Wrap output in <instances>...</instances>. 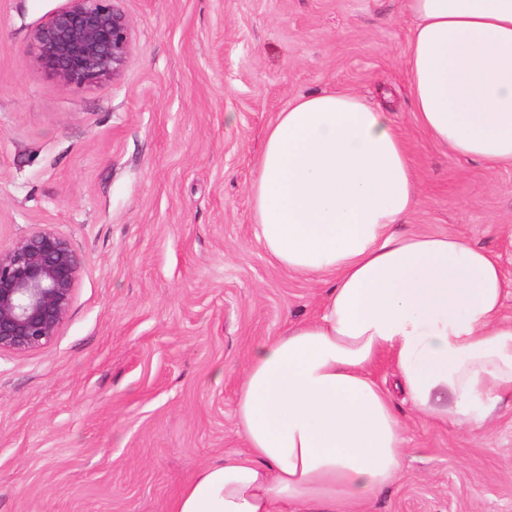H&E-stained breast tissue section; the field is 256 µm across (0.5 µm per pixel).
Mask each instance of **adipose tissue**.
<instances>
[{"label":"adipose tissue","instance_id":"ef3b65f1","mask_svg":"<svg viewBox=\"0 0 512 512\" xmlns=\"http://www.w3.org/2000/svg\"><path fill=\"white\" fill-rule=\"evenodd\" d=\"M416 119L455 155L512 164V0H403ZM257 238L329 279L321 310L255 346L237 391L243 452L202 467L169 512H358L399 477L402 424L372 368L390 357L425 421L484 430L512 407V282L458 235L401 231L420 187L388 113L300 97L267 128Z\"/></svg>","mask_w":512,"mask_h":512}]
</instances>
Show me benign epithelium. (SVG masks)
Returning a JSON list of instances; mask_svg holds the SVG:
<instances>
[{
	"mask_svg": "<svg viewBox=\"0 0 512 512\" xmlns=\"http://www.w3.org/2000/svg\"><path fill=\"white\" fill-rule=\"evenodd\" d=\"M29 52L65 87L118 79L132 27L117 0H65L33 33ZM83 259L63 236L34 230L0 249V353L51 344L65 322Z\"/></svg>",
	"mask_w": 512,
	"mask_h": 512,
	"instance_id": "benign-epithelium-1",
	"label": "benign epithelium"
}]
</instances>
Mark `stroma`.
<instances>
[{
  "mask_svg": "<svg viewBox=\"0 0 512 512\" xmlns=\"http://www.w3.org/2000/svg\"><path fill=\"white\" fill-rule=\"evenodd\" d=\"M64 0H0V249L49 227L82 256L55 340L0 354V512H168L242 451L251 347L314 317L323 287L256 238L249 187L266 128L297 97L388 112L422 186L417 229L464 237L512 279V165L418 126L402 0H118L132 52L110 83L66 88L32 58ZM373 374L404 428L399 479L369 512H512V410L432 424L389 361Z\"/></svg>",
  "mask_w": 512,
  "mask_h": 512,
  "instance_id": "1",
  "label": "stroma"
}]
</instances>
